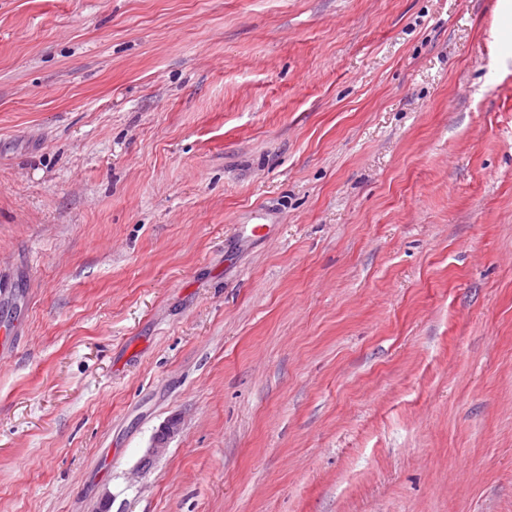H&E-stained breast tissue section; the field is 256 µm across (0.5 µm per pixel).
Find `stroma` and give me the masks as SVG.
Listing matches in <instances>:
<instances>
[{"instance_id": "35a3bbf8", "label": "stroma", "mask_w": 512, "mask_h": 512, "mask_svg": "<svg viewBox=\"0 0 512 512\" xmlns=\"http://www.w3.org/2000/svg\"><path fill=\"white\" fill-rule=\"evenodd\" d=\"M501 20L0 0V512H512Z\"/></svg>"}]
</instances>
